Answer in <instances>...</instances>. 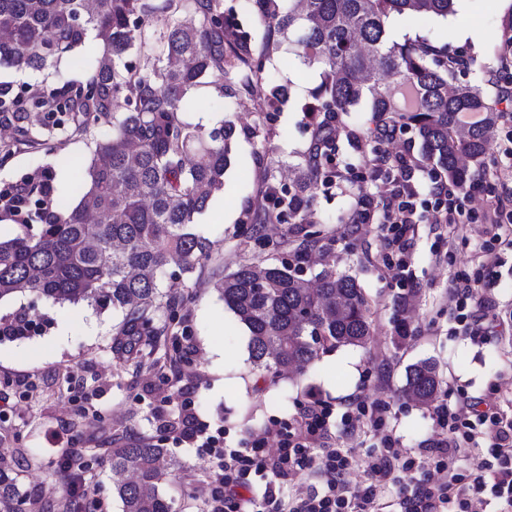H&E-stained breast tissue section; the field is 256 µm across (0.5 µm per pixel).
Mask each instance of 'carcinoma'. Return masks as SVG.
Segmentation results:
<instances>
[{
    "mask_svg": "<svg viewBox=\"0 0 512 512\" xmlns=\"http://www.w3.org/2000/svg\"><path fill=\"white\" fill-rule=\"evenodd\" d=\"M264 27L261 43L243 34L224 40L234 11L224 0H0V60L36 72L55 67L95 37L102 55L81 77L26 97L0 87V125L16 131L0 147V161L20 145L44 147L60 133L83 136L92 125L111 133L99 139L89 182L78 203L60 207L47 172L27 182L15 212L26 229L0 240V300L24 293L55 303L88 301L123 313L115 352L136 358L155 349L162 331L150 310L176 295L162 291L171 261L190 276L209 257L210 240L196 232L194 217L224 187L235 127L188 124V88L208 84L254 112H276L287 89L263 75L270 49L288 41L303 64L321 67L320 83L301 105L313 127L299 154V174L278 188L265 178L257 194L256 220L296 225L289 258L245 262L224 275L217 289L250 333L253 364L274 375L306 367L319 352L365 348L374 336L372 307L355 277L322 264L316 287L301 278L312 253L326 249L327 235L305 223L319 186L343 174L332 166L339 115L367 101L371 140L395 128L412 129L421 161L459 191L483 186L489 135L500 121L498 101L481 88L454 83L461 60L426 39L397 42L386 23L392 16L446 19L454 0H252ZM164 18L162 51L149 70L130 68L125 56L149 47L147 34ZM396 78L385 83L381 76ZM375 178H387L396 162L372 149ZM36 232H31L32 222ZM442 378L430 359L406 370L402 394L429 406ZM164 449L145 441L108 448L114 492L122 512H172L159 491ZM85 454L63 452L61 473L84 469ZM96 489L83 503L59 504L62 512L96 507ZM18 476L0 468V512H28Z\"/></svg>",
    "mask_w": 512,
    "mask_h": 512,
    "instance_id": "obj_1",
    "label": "carcinoma"
}]
</instances>
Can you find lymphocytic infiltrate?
<instances>
[{
	"label": "lymphocytic infiltrate",
	"mask_w": 512,
	"mask_h": 512,
	"mask_svg": "<svg viewBox=\"0 0 512 512\" xmlns=\"http://www.w3.org/2000/svg\"><path fill=\"white\" fill-rule=\"evenodd\" d=\"M398 172L404 184L393 193L384 217L403 253L411 240L416 205L408 186L409 162L401 161ZM388 412L384 400L360 399L338 418L348 426L369 424L382 434L379 452L367 463L364 484L354 487L347 481L351 451L331 444L330 428L337 418L330 406L315 399L285 427L224 450L219 484L210 491V512H479L488 505L495 512H512V416L496 407L473 413L465 403H440L432 418L447 445L424 449L419 462L386 434ZM487 436L492 439L487 452L468 459L474 479L465 484L458 471L460 454ZM312 468L320 473L319 487L280 504L274 478H292Z\"/></svg>",
	"instance_id": "f902f5d3"
}]
</instances>
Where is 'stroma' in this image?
I'll list each match as a JSON object with an SVG mask.
<instances>
[{
  "label": "stroma",
  "mask_w": 512,
  "mask_h": 512,
  "mask_svg": "<svg viewBox=\"0 0 512 512\" xmlns=\"http://www.w3.org/2000/svg\"><path fill=\"white\" fill-rule=\"evenodd\" d=\"M454 9L445 19L396 16L389 24L404 29L409 38L474 56V65L457 73V83L482 85L492 97L512 88V66L501 62L502 31L512 21V2L456 0ZM463 21L473 30L465 39L457 30ZM264 71L291 87L292 99L279 111H247L203 85L195 87V106L184 115L186 122L208 128L232 122L236 134L224 188L194 218L197 230L212 243L211 255L190 278L165 280L179 304L176 313L162 308L153 315L154 327L170 330L159 350L139 359H119L115 326L120 314L99 312L84 302L34 304L22 294L0 302V319L23 313L32 321L27 336L0 342V463L20 472L23 490L40 503L71 498L73 485L82 483L100 489L96 512H121V502L112 494L109 462L97 461L92 470L65 479L58 472L61 451L77 448L93 454L113 447L118 439L145 438L165 450L160 491L176 512H206V494L215 478L213 454L177 440L180 406L166 399L174 385L188 390L199 420L223 428L224 442L231 447L292 420L313 395L339 414L358 397L386 399L391 403L387 424L401 447H419L434 433L432 410L403 398L400 390L407 367L426 358L439 366L440 397L448 403L466 396L488 402L512 398V249L501 248L499 265L479 291L490 304L485 340L474 341L462 333L450 293L462 274L476 272L481 250L493 244L494 229L483 219L489 192L469 195L464 204L469 222L463 232L453 237L447 225L417 221L411 248L398 254L379 229L394 184L368 176L370 146L363 130L370 115L361 109L337 121L334 163L373 199L371 220L356 228L339 223L354 202L342 187L319 193L314 211L334 240L330 254L336 269L355 276L371 301L375 339L366 349L321 352L304 371L280 378L253 365L249 332L225 307L216 284L239 263L264 256L248 231L255 196L266 171H274L283 188L295 173L297 154L311 138L298 105L320 81L318 65L299 63L283 47L270 52ZM267 144L272 147L268 153L263 150ZM51 146L48 152L15 153L0 166V190L48 168L61 202L75 204L92 156V139L61 136ZM386 149L415 161L411 184L416 206L433 210L436 199L429 175L418 165L414 132H395ZM228 207L235 213L229 224L222 217ZM400 262L416 290L408 335L397 345L393 336L400 300L392 276Z\"/></svg>",
  "instance_id": "1"
}]
</instances>
